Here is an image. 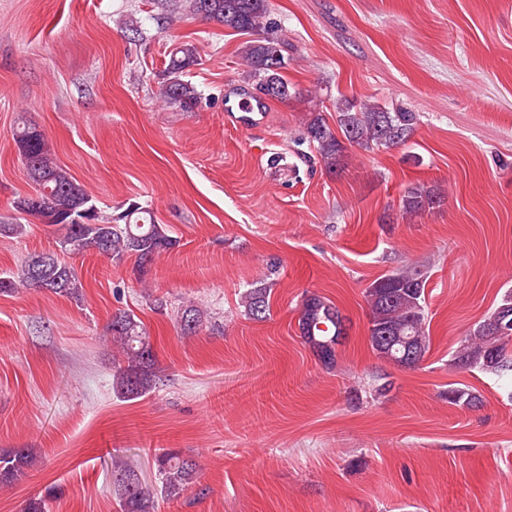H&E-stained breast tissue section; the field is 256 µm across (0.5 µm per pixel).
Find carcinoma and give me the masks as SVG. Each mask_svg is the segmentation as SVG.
<instances>
[{"mask_svg":"<svg viewBox=\"0 0 512 512\" xmlns=\"http://www.w3.org/2000/svg\"><path fill=\"white\" fill-rule=\"evenodd\" d=\"M189 12L201 19L242 33L258 36L245 43L241 59L259 93L274 84L283 89L279 101H288L299 91L288 82L284 72L288 59L280 40L263 37L268 21V0H188ZM197 47L184 42L169 54L163 71L160 99L184 112L194 111L200 102L196 86L185 79L187 72L200 64ZM336 129H331L319 116L308 121L307 136L315 144L321 162L328 172L342 169L348 148L364 150L389 149L396 146L395 138L413 133L419 113L401 107H388L377 101H359L341 95L336 98ZM13 140L21 157L24 172L34 185L35 194L13 202V208L33 217L41 224H61L64 234L57 241L59 252H41L42 262L35 255L24 262L17 277H0V293L9 294L20 287L46 290L53 294L78 299L83 284L74 268L61 255L78 254L93 248L111 261L128 257L136 259L134 272L138 279L147 273L146 264L163 252L173 249L177 240L162 224L155 223L150 212L132 206L122 216L124 223L113 224L99 215L92 197L83 185L60 165L45 133L39 126L21 122L13 132ZM442 195L424 185L407 189L401 200L406 215L419 214L441 205ZM427 278L419 270H402L388 274L366 289L370 308L369 341L376 353H381L379 338L388 336L411 339L410 351L421 361L429 349L426 336ZM246 314L253 320L266 317L269 308L267 288H251L243 299ZM199 310L187 306L180 316V327L194 333L200 326ZM327 322L341 327L338 310L317 298L304 305L303 323L310 326ZM110 341L116 347L121 363L113 375V390L122 399H136L156 388V355L141 322L126 310L112 315L108 325ZM320 353L334 356V336H308ZM455 367L474 369L496 377L505 387L512 386V334L491 332L486 321L469 330L463 344L453 353ZM448 402L475 406L479 398L461 389L448 390ZM38 464L30 448H13L0 454V486L9 487L21 480L27 471ZM112 489L121 512H155V494L145 484L136 467L120 457H112ZM160 495L174 500L180 498L194 483L199 466L195 459L178 452H163L157 457ZM55 495L50 488L43 496L28 501L24 512H48V501Z\"/></svg>","mask_w":512,"mask_h":512,"instance_id":"1","label":"carcinoma"}]
</instances>
